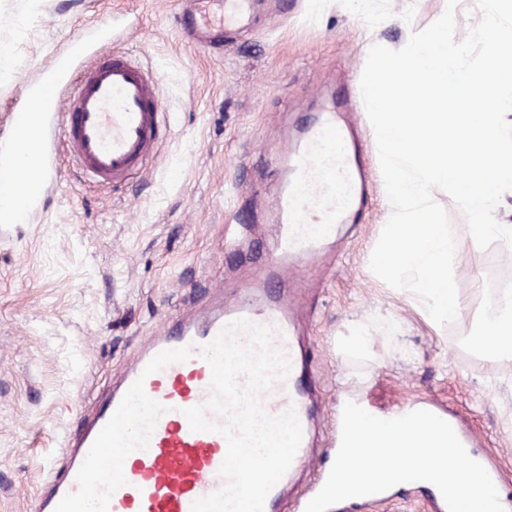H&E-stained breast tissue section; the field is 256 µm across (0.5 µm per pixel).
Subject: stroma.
<instances>
[{
	"instance_id": "1",
	"label": "stroma",
	"mask_w": 512,
	"mask_h": 512,
	"mask_svg": "<svg viewBox=\"0 0 512 512\" xmlns=\"http://www.w3.org/2000/svg\"><path fill=\"white\" fill-rule=\"evenodd\" d=\"M446 0H255L248 32L209 55L174 29L177 0H0V121L88 23L112 27L106 51L151 66L169 125L143 179L90 186L68 162L29 224L0 225V512H34L42 480L63 462L76 413H90L165 324L253 280L251 249L271 250L280 144L307 119L350 98L346 119L372 174L365 209L307 268L308 370L325 415L315 451L336 440L345 399L384 413L410 399L449 408L512 493V361L482 354L496 280H512V251L480 248L451 197L454 275L462 317L432 327L408 292L369 260L386 223L375 134L360 78L371 46H405ZM370 341L345 337L376 315ZM320 465L331 466L322 456Z\"/></svg>"
}]
</instances>
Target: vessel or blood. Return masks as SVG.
<instances>
[{
  "label": "vessel or blood",
  "instance_id": "obj_1",
  "mask_svg": "<svg viewBox=\"0 0 512 512\" xmlns=\"http://www.w3.org/2000/svg\"><path fill=\"white\" fill-rule=\"evenodd\" d=\"M197 2L188 0L176 13L175 26L202 48L223 52L225 28L249 24L252 0H224L220 28L202 23ZM111 33L110 25L97 26L89 42L68 44L27 84L24 105L10 112L0 135L1 224L29 223L43 209L59 154L93 184L120 185L146 171L166 127L158 81L124 54H101ZM88 56L91 66L82 67ZM29 143L36 166L27 194L15 197L12 182ZM370 186L353 130L336 112L320 113L300 142L284 150L274 202L277 243L259 261L255 282L201 317L178 320L138 351L95 416L69 438L65 464L41 483L35 512H192L197 499L223 488L225 437L192 431L183 411L211 396L212 370L200 345L241 318L278 332L275 345L290 371L274 381L264 406L272 415L295 410L303 437L290 469L313 465L311 438L321 409L310 398L313 380L297 342L298 269L363 207Z\"/></svg>",
  "mask_w": 512,
  "mask_h": 512
}]
</instances>
